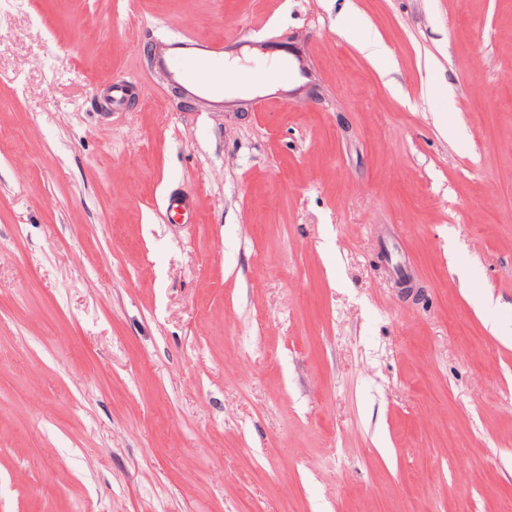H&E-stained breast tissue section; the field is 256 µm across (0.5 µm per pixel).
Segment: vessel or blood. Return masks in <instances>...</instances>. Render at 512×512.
I'll use <instances>...</instances> for the list:
<instances>
[{
	"instance_id": "b4317fda",
	"label": "vessel or blood",
	"mask_w": 512,
	"mask_h": 512,
	"mask_svg": "<svg viewBox=\"0 0 512 512\" xmlns=\"http://www.w3.org/2000/svg\"><path fill=\"white\" fill-rule=\"evenodd\" d=\"M234 51L235 44L231 41H200L178 36L156 40L149 59L152 68L183 95L220 110L227 100L224 58ZM301 76L296 58L283 59L276 82L278 92H287L289 83Z\"/></svg>"
}]
</instances>
